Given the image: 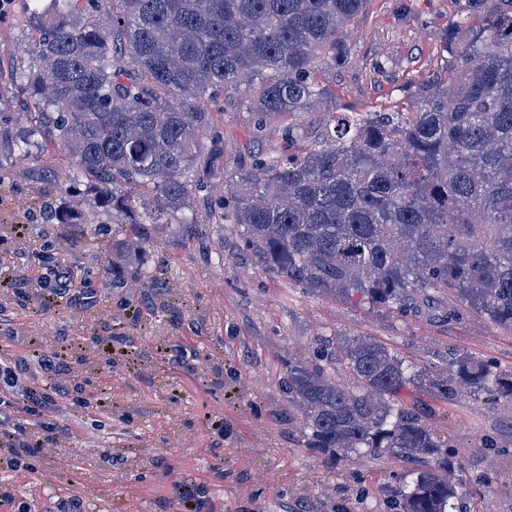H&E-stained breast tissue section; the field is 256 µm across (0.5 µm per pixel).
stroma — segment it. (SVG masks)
<instances>
[{
  "label": "stroma",
  "instance_id": "1",
  "mask_svg": "<svg viewBox=\"0 0 512 512\" xmlns=\"http://www.w3.org/2000/svg\"><path fill=\"white\" fill-rule=\"evenodd\" d=\"M25 8V0H14L12 15L0 17V84L30 65L29 40L15 22ZM470 9L469 0H408L401 13L396 0H368L344 37L348 64L319 75L334 93L330 110L296 118L308 139L333 111L409 112L412 84L433 71L441 34ZM379 57L386 69L373 83L367 67ZM252 95L243 89L215 98L213 121L224 136L220 175L251 169L256 156L283 143L287 118L255 127ZM63 202L53 179L31 162L13 161L0 175V269L24 280L32 299L29 308L12 307L6 350L35 342L48 351L55 337H68L84 381L83 405L57 414L70 427L57 448L20 455L15 470L0 450V512H10L6 497L43 512L74 494L84 512H184L185 483L198 487L203 512H394L389 488L415 463L384 449L331 460L307 448L284 390L289 359L327 363L342 378L335 339L366 336L426 372L443 368L451 352L512 370V332L474 316H404L311 292L268 273L235 224L148 226L153 243L144 264H161V287L113 284L107 260L127 239L126 225H105L100 245L89 246L77 225L47 222L44 204ZM18 224L29 225L26 238H16ZM50 251L84 281L90 307L38 309ZM112 333L131 341L135 360L92 347V337ZM176 342L199 372L164 361L162 348ZM399 401L448 437L459 463L461 512H512L511 419L494 412L487 396L450 400L422 385ZM214 415L223 416V430L209 424ZM486 435L498 447H480Z\"/></svg>",
  "mask_w": 512,
  "mask_h": 512
}]
</instances>
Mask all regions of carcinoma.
<instances>
[{"instance_id": "carcinoma-1", "label": "carcinoma", "mask_w": 512, "mask_h": 512, "mask_svg": "<svg viewBox=\"0 0 512 512\" xmlns=\"http://www.w3.org/2000/svg\"><path fill=\"white\" fill-rule=\"evenodd\" d=\"M497 1L506 7L461 18L466 38L443 37L410 118L343 112L309 145L293 117L329 93L317 73L346 64L338 35L367 0H29L35 61L14 88L32 111L10 151L39 163L50 143L72 160L58 182L75 203L49 212L61 224H186L203 192L202 221L242 227L245 248L290 282L512 331V0H483ZM253 85L257 126L290 120L288 155L211 185L224 139L205 102ZM147 246L137 230L123 257ZM341 351L352 388L322 365L288 362L307 447L421 459L393 489L399 512H456L448 442L397 397L425 380L450 400L467 386L511 408L512 372L461 355L431 377L369 338Z\"/></svg>"}]
</instances>
